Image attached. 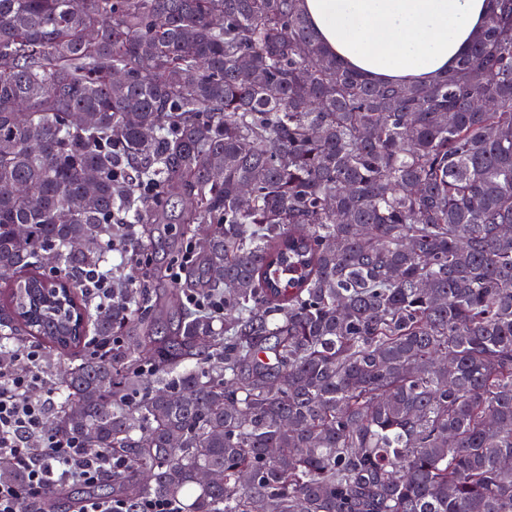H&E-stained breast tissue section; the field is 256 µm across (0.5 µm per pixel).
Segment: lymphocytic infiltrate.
I'll return each instance as SVG.
<instances>
[{
  "label": "lymphocytic infiltrate",
  "mask_w": 512,
  "mask_h": 512,
  "mask_svg": "<svg viewBox=\"0 0 512 512\" xmlns=\"http://www.w3.org/2000/svg\"><path fill=\"white\" fill-rule=\"evenodd\" d=\"M19 358L27 364L26 372L0 369V457L14 462L23 482L0 484V512H18L17 503L23 498L38 503L50 481L94 484L116 465L109 453L91 452L78 438L46 431L48 403L30 396L33 388L46 383L35 368L39 355L27 350Z\"/></svg>",
  "instance_id": "1"
}]
</instances>
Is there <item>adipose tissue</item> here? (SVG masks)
I'll list each match as a JSON object with an SVG mask.
<instances>
[{"label": "adipose tissue", "instance_id": "1", "mask_svg": "<svg viewBox=\"0 0 512 512\" xmlns=\"http://www.w3.org/2000/svg\"><path fill=\"white\" fill-rule=\"evenodd\" d=\"M307 20L346 66L383 82L452 70L482 28L488 0H303Z\"/></svg>", "mask_w": 512, "mask_h": 512}]
</instances>
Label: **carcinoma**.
Returning <instances> with one entry per match:
<instances>
[{"mask_svg": "<svg viewBox=\"0 0 512 512\" xmlns=\"http://www.w3.org/2000/svg\"><path fill=\"white\" fill-rule=\"evenodd\" d=\"M300 2L0 0V337L80 349L49 430L130 506L512 512V0L428 84L345 66ZM175 198L206 246L167 289ZM109 250L153 291L89 302ZM169 227L170 226H167L166 224H161L157 233L154 234L152 258L156 263L164 266L168 261L170 251L175 248H179L181 254L187 243H191L195 246L196 252H199L202 248L200 245L201 236L189 240H183L177 236V232L180 227L179 224H172L173 230H170Z\"/></svg>", "mask_w": 512, "mask_h": 512, "instance_id": "carcinoma-1", "label": "carcinoma"}]
</instances>
